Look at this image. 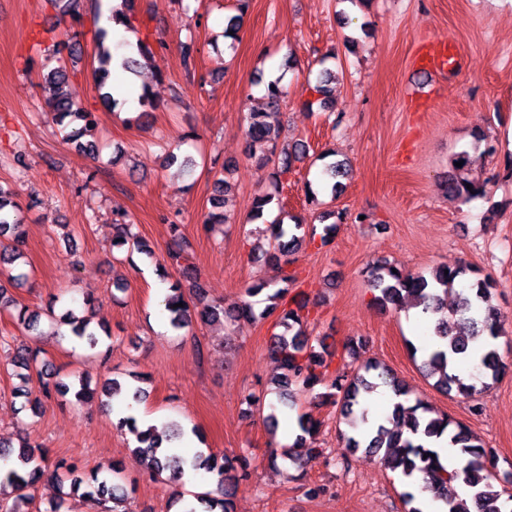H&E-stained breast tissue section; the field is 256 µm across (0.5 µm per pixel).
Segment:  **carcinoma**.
Masks as SVG:
<instances>
[{"instance_id": "carcinoma-1", "label": "carcinoma", "mask_w": 512, "mask_h": 512, "mask_svg": "<svg viewBox=\"0 0 512 512\" xmlns=\"http://www.w3.org/2000/svg\"><path fill=\"white\" fill-rule=\"evenodd\" d=\"M109 30L98 26L94 32V43L98 66L94 69L97 89L102 91L104 103L113 108L117 100L112 97V52L107 45ZM43 80L55 89L51 100V112L56 124L61 127L65 143L74 146L80 152L95 153L96 147L90 142L82 141L88 130L97 124V116L91 110L77 104L62 90L68 82L67 67L64 61L58 66L42 73ZM283 76H278L265 83L266 108L253 110L246 116L249 157H255L253 147L259 145L267 153L259 158L260 163H274L271 180L274 187H279L281 178L288 173L293 160L306 152L303 144L297 143L288 150L276 151L279 129L275 125L276 110L281 106L285 94L282 84ZM311 90L321 97V103L327 104L335 98L336 80L327 69L319 72L316 83ZM464 161L460 167H452L448 172L446 193L451 199H473L486 194V183L475 180L465 174L466 155L459 154L454 161ZM349 174L346 162L336 160L325 165L323 178L325 190L331 199L342 189V179ZM279 193L262 192L257 195L252 211L253 219H260L265 212L277 205L279 216L267 227V250L263 259L280 270L278 287L269 282H260L248 287L249 296L265 294V307L256 311L255 303L244 301L224 306L221 301L208 299L202 285L194 279L188 288L177 282L169 288L165 298V309L169 312L170 325L175 330L189 328L195 322L206 323L219 318L229 321L265 319L274 312H279L275 326L283 328L281 333H272L267 350L271 361L281 370L273 381L279 393V403L285 409L295 405V394L310 392L315 386L329 381V387L340 397L343 418L351 428L346 436L345 448L354 454L363 451L369 455L383 454L388 469L398 473L406 483L401 493L407 512H422L416 504V496L410 490L414 479L422 476V490L431 492L444 504V512H504L505 504L512 501V490L497 487L490 481L488 464L492 463L491 453L483 446L463 423L440 414L421 398L410 399L411 389L391 369L377 363L369 362L363 369L352 375L336 369L329 372L331 353L318 350L309 343L305 326L310 310L307 303L286 301L288 290L296 287L297 277L289 271L293 264L290 256L294 255L305 241L299 234L302 224L299 220L288 224L285 222V210L278 204ZM224 214V180L214 181V195L210 199V210L204 226L225 224ZM114 235L112 248L124 250L128 260L133 255H152L149 245L135 232V225L124 215L113 223ZM172 244L168 248V265H160L157 271L162 278L169 276L168 268H177L182 275L189 274L192 266L180 247L179 225H170ZM26 236L22 224L21 207L13 199L10 190L0 186V279L7 280L8 285L0 283V311H13V319L27 329L35 328L39 323V314L29 310L12 295L8 287H16L27 274L20 271L24 255L21 247ZM388 264L372 266L367 270L370 288L376 292L375 300L383 307H401L407 301L413 305L423 306V313L433 322L430 339L423 348L408 343L413 357L420 359V367L427 378L434 380L433 387L449 394H456L475 399L483 391L491 388L505 369V364L498 352L496 341L503 334V322L499 310L491 304L495 282L489 276L479 277L477 271L467 265L445 269L437 268L428 274L413 275L402 270L392 272ZM458 289L457 301L448 306V291ZM64 321L70 325L73 336L85 342L91 349L100 344L97 331L90 321L69 313ZM488 343L487 349L473 367V373L464 377L456 370V362L469 361V354L478 341ZM13 366L15 376L20 381L17 396L25 398L21 409L35 410L38 401L29 399L28 385L38 380L40 392L46 398L53 394L74 392L78 401H84L93 394L84 379L67 384L62 381L51 382L46 378V362L38 359V353L27 348L17 349ZM387 388L396 397L390 405V412L383 421L373 422L369 418L370 397L380 388ZM128 392L126 384L112 378L100 387V395L116 398ZM299 434L293 444L280 450H269L268 461L272 464L282 459L296 463L306 456L317 457L323 449L314 448L307 440L314 438L319 430V423L307 414L297 417ZM117 428L134 435L136 450L145 463L146 469L164 480L176 484L182 479L186 467L203 468L208 472H218L221 476L220 496H213L210 491L198 492L189 499H181V512H231L232 497L238 481L249 476L251 460L247 456L229 458L212 451H199L193 456H183L175 449L163 446V436L157 429L149 427L140 430L133 416L118 420ZM448 434V445L457 447L466 456L460 469H447L437 459L431 457V439ZM45 450L39 445L23 441L18 446L9 442H0V461L10 464L4 476L0 477V492L5 486L15 487L20 491L32 487L43 475ZM111 478H102L93 472L83 477L68 471L70 478L69 494L83 496L96 494L112 503L108 512H129L127 503L129 491L122 483L121 467L114 462L108 469ZM463 479L470 489L469 498L475 510L464 506L458 493L448 490V485L457 479Z\"/></svg>"}]
</instances>
